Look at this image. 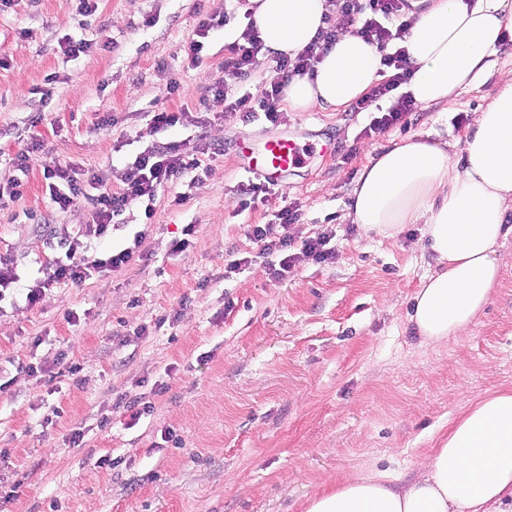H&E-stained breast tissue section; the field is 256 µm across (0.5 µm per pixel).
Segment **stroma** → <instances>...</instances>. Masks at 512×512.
Segmentation results:
<instances>
[{"instance_id": "obj_1", "label": "stroma", "mask_w": 512, "mask_h": 512, "mask_svg": "<svg viewBox=\"0 0 512 512\" xmlns=\"http://www.w3.org/2000/svg\"><path fill=\"white\" fill-rule=\"evenodd\" d=\"M246 4L99 0L90 17L73 0L0 6V153L42 145L22 195L0 209V258L18 277L0 301V512H304L342 476L410 484L466 407L512 388V236L483 315L466 336L428 346L408 321L415 292L437 269L416 246L421 225L368 236L349 209L368 156L413 134L463 143L456 117L495 96L512 69V41L454 104L417 107L403 128L365 135L389 105L381 98L372 111H287L276 124L260 111L224 118L215 105L200 122L154 131L153 113L197 106L247 24ZM224 13L229 24L190 65L184 44L201 16ZM66 35L93 47L66 60ZM174 78L182 96L168 92ZM42 111L48 119L32 124ZM283 132L313 153L266 205L241 210L249 176L238 144ZM180 142L197 150L202 181L190 188L172 177L152 219L132 204L89 243L102 257L137 246L135 264L52 286L28 307L26 287L62 254L58 233L76 234L90 210L52 209L44 164L105 173L117 189L143 151ZM184 190L186 203L172 205ZM291 203L300 211L295 242L329 235L335 256L302 259L280 279L248 227L276 223ZM185 237L187 251L172 254ZM70 312L78 323H68ZM135 399L146 407L138 417L128 406ZM75 432L84 436L77 447ZM103 456L111 463L101 468Z\"/></svg>"}]
</instances>
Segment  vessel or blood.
Instances as JSON below:
<instances>
[{
  "label": "vessel or blood",
  "instance_id": "obj_1",
  "mask_svg": "<svg viewBox=\"0 0 512 512\" xmlns=\"http://www.w3.org/2000/svg\"><path fill=\"white\" fill-rule=\"evenodd\" d=\"M307 154L304 146L282 135L265 140L260 147H247L243 153V169L273 186L282 176L300 168Z\"/></svg>",
  "mask_w": 512,
  "mask_h": 512
}]
</instances>
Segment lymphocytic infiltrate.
<instances>
[{
	"label": "lymphocytic infiltrate",
	"mask_w": 512,
	"mask_h": 512,
	"mask_svg": "<svg viewBox=\"0 0 512 512\" xmlns=\"http://www.w3.org/2000/svg\"><path fill=\"white\" fill-rule=\"evenodd\" d=\"M331 12L352 18L355 32L369 43L376 45L383 54L385 66L390 68L389 79L378 84L373 94L388 98L389 107L380 116L372 119L369 130L378 133L394 127L405 126L407 116L416 108L411 94L402 87L411 77L410 65L403 48L397 47L411 25L406 13L407 0H328ZM336 40V29L327 26L320 30L316 39L295 58L277 57L280 70L291 76L311 75L316 71L325 52ZM262 49V42L253 26H246L232 48L231 57L224 61V74L210 88L214 102L223 104L224 111L233 115H251L263 111L266 119L276 123L281 119L277 103L281 89L278 86L263 90L259 96L235 95L232 80L244 81L250 75V67ZM191 175L193 181L202 177L201 162L197 155L177 144L153 148L138 156L120 173L121 189L112 191L107 181L97 172L80 170L69 165H46L44 177L50 182L49 194L54 210L64 213L82 199H89L91 212L82 226L81 237L62 236L60 244L65 249L64 259L48 264L43 282L29 288L26 300L29 306L40 303L48 286L58 283L79 285L93 274L116 271L129 266L135 259V248L128 247L102 259L89 252L83 242L101 239L108 235L115 218L121 216L128 206L141 201L154 200L159 188L172 176ZM274 224H254L249 232L261 242L264 254H279L280 260L271 273L275 277H287L301 259L318 262L331 260L334 256L328 244L330 238L321 234L295 244L291 226L299 219L295 206L282 208Z\"/></svg>",
	"instance_id": "1"
}]
</instances>
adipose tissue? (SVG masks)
I'll return each mask as SVG.
<instances>
[{"label": "adipose tissue", "mask_w": 512, "mask_h": 512, "mask_svg": "<svg viewBox=\"0 0 512 512\" xmlns=\"http://www.w3.org/2000/svg\"><path fill=\"white\" fill-rule=\"evenodd\" d=\"M247 8L265 49L258 66L281 84L288 111H344L386 76L381 52L338 14L336 42L315 75L283 78L269 69V54L292 57L308 46L325 26L327 0H249ZM408 14L413 22L400 42L413 70L406 90L425 106L454 102L512 34V0H410ZM350 210L369 234L424 224L420 246L438 269L415 293L409 322L426 344L466 335L494 293L496 251L512 236V70L474 113L462 155L451 143L410 136L369 158ZM418 466L406 487L380 476L337 480L305 512H488L512 499V389L473 404Z\"/></svg>", "instance_id": "obj_1"}]
</instances>
